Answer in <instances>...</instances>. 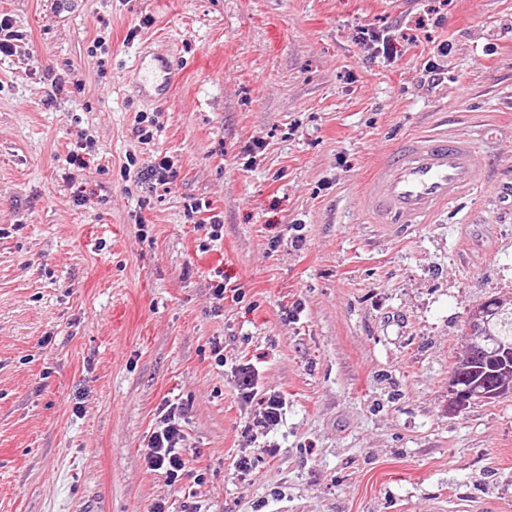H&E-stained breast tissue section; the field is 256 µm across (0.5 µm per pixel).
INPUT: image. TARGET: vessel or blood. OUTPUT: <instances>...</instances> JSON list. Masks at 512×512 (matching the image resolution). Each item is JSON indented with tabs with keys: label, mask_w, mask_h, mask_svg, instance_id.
I'll use <instances>...</instances> for the list:
<instances>
[{
	"label": "vessel or blood",
	"mask_w": 512,
	"mask_h": 512,
	"mask_svg": "<svg viewBox=\"0 0 512 512\" xmlns=\"http://www.w3.org/2000/svg\"><path fill=\"white\" fill-rule=\"evenodd\" d=\"M133 69L143 90L166 91L172 81L168 59L142 49ZM473 140L451 131L403 140L373 169L359 208L369 223L426 224L476 184Z\"/></svg>",
	"instance_id": "b4317fda"
}]
</instances>
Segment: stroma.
Masks as SVG:
<instances>
[{
    "label": "stroma",
    "mask_w": 512,
    "mask_h": 512,
    "mask_svg": "<svg viewBox=\"0 0 512 512\" xmlns=\"http://www.w3.org/2000/svg\"><path fill=\"white\" fill-rule=\"evenodd\" d=\"M431 4L0 0V512H512V394L448 412L471 310L512 301V0L415 29ZM366 30L396 57L370 60ZM145 46L174 69L160 100L135 90ZM448 129L476 141L472 195L366 223L375 162ZM164 158L173 184L142 182ZM247 362L286 401L268 433L245 430ZM168 402L188 409L177 485L144 462Z\"/></svg>",
    "instance_id": "obj_1"
}]
</instances>
